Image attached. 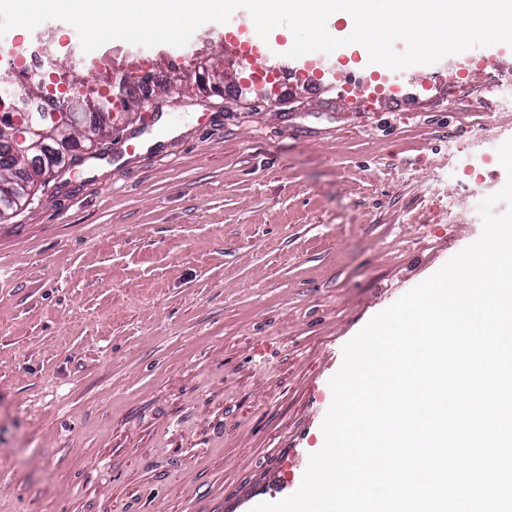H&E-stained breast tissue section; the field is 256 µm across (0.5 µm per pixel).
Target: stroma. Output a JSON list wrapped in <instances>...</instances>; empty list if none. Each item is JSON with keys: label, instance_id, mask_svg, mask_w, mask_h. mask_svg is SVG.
<instances>
[{"label": "stroma", "instance_id": "stroma-1", "mask_svg": "<svg viewBox=\"0 0 512 512\" xmlns=\"http://www.w3.org/2000/svg\"><path fill=\"white\" fill-rule=\"evenodd\" d=\"M247 9L181 47L121 43L165 73L176 133L130 156L149 111L115 112L109 147L0 221V512H252L299 488L324 445L343 347L482 233L507 174L512 47L463 76L412 66L402 96L368 54L293 59L269 35L254 82ZM100 93L77 30L41 23ZM225 94L183 91L195 55Z\"/></svg>", "mask_w": 512, "mask_h": 512}]
</instances>
